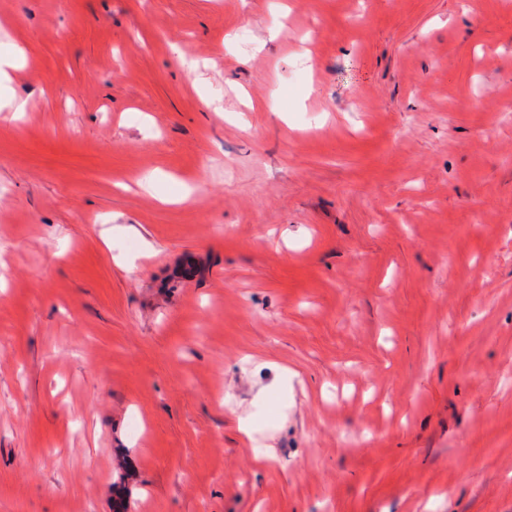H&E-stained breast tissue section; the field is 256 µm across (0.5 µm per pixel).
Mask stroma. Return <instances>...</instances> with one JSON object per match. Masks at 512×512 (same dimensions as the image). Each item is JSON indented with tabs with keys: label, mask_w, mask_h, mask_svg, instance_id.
I'll return each mask as SVG.
<instances>
[{
	"label": "stroma",
	"mask_w": 512,
	"mask_h": 512,
	"mask_svg": "<svg viewBox=\"0 0 512 512\" xmlns=\"http://www.w3.org/2000/svg\"><path fill=\"white\" fill-rule=\"evenodd\" d=\"M17 46L0 512H512V0H0Z\"/></svg>",
	"instance_id": "obj_1"
}]
</instances>
